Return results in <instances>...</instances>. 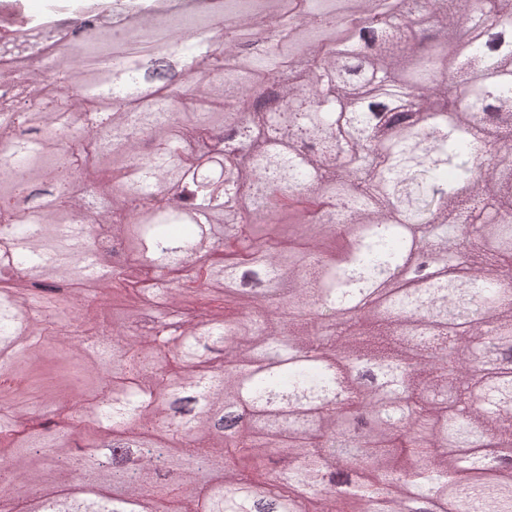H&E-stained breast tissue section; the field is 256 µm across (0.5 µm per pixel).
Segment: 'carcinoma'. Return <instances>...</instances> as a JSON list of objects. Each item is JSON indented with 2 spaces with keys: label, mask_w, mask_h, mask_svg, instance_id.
<instances>
[{
  "label": "carcinoma",
  "mask_w": 512,
  "mask_h": 512,
  "mask_svg": "<svg viewBox=\"0 0 512 512\" xmlns=\"http://www.w3.org/2000/svg\"><path fill=\"white\" fill-rule=\"evenodd\" d=\"M294 2L220 0L162 25L140 12L120 36L75 21L57 66L0 69V88L21 80L33 102L0 111V154L27 185L0 207V382L20 392L0 399V448L14 465L44 449L33 494L65 486L93 512L143 497L159 512H284L309 486L307 512H512V457L477 455L512 449V415L492 413L512 404V347L504 371L476 362L512 339V51H497L512 0H342L339 31L325 0ZM217 24L220 42L201 38ZM150 57L188 103L91 79L106 61L134 79ZM48 80L79 92L41 98ZM353 97L398 99L432 140L377 125ZM216 123L231 142L218 164L194 149ZM108 152L92 209L74 184L101 181ZM37 185L51 201L31 204ZM240 202L242 223L211 246ZM450 238L473 262L465 286L400 281ZM100 296L115 310L102 330L36 313L63 298L88 314ZM170 306L189 330L164 352L168 374L146 367L156 339L137 329ZM19 353L31 363L15 373ZM108 436L128 448L106 462L109 487L80 483L82 450ZM11 481L0 468V512H30Z\"/></svg>",
  "instance_id": "obj_1"
}]
</instances>
